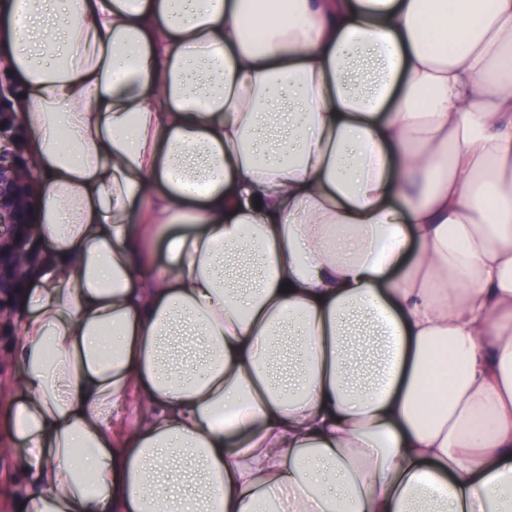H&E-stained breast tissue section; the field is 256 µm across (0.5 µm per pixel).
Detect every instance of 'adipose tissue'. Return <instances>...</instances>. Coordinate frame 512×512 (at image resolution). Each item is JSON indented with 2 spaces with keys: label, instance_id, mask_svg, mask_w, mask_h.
Listing matches in <instances>:
<instances>
[{
  "label": "adipose tissue",
  "instance_id": "adipose-tissue-1",
  "mask_svg": "<svg viewBox=\"0 0 512 512\" xmlns=\"http://www.w3.org/2000/svg\"><path fill=\"white\" fill-rule=\"evenodd\" d=\"M0 69L17 512H512V0H0ZM10 87H0V441L5 438L8 408L14 397L12 376L17 370L13 350L17 341L15 321L20 313V257L37 264L42 243L33 233L29 216L35 204L34 172L18 136V123L9 104ZM15 328V333L12 336Z\"/></svg>",
  "mask_w": 512,
  "mask_h": 512
}]
</instances>
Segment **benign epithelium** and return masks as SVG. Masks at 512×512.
<instances>
[{"label":"benign epithelium","mask_w":512,"mask_h":512,"mask_svg":"<svg viewBox=\"0 0 512 512\" xmlns=\"http://www.w3.org/2000/svg\"><path fill=\"white\" fill-rule=\"evenodd\" d=\"M12 89L0 87V340L12 335L20 313V286L14 266L20 257L37 264L42 243L29 216L35 204L34 172L18 136V123L9 104Z\"/></svg>","instance_id":"benign-epithelium-1"}]
</instances>
